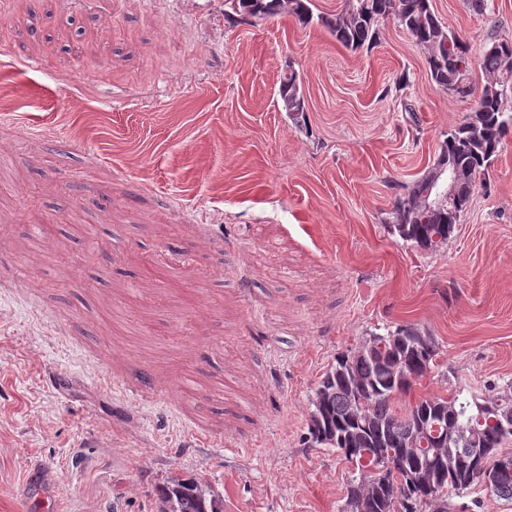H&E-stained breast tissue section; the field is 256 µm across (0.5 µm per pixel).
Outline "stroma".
Returning a JSON list of instances; mask_svg holds the SVG:
<instances>
[{
    "label": "stroma",
    "instance_id": "1",
    "mask_svg": "<svg viewBox=\"0 0 512 512\" xmlns=\"http://www.w3.org/2000/svg\"><path fill=\"white\" fill-rule=\"evenodd\" d=\"M489 6L432 0L475 55L512 38V0ZM225 10L0 0V512H160L176 476L223 512H341L351 466L305 438L338 354L414 324L441 354L401 404L448 367L512 382V134L447 245L418 251L388 213L471 99L392 22L353 51ZM289 63L304 132L277 97Z\"/></svg>",
    "mask_w": 512,
    "mask_h": 512
}]
</instances>
